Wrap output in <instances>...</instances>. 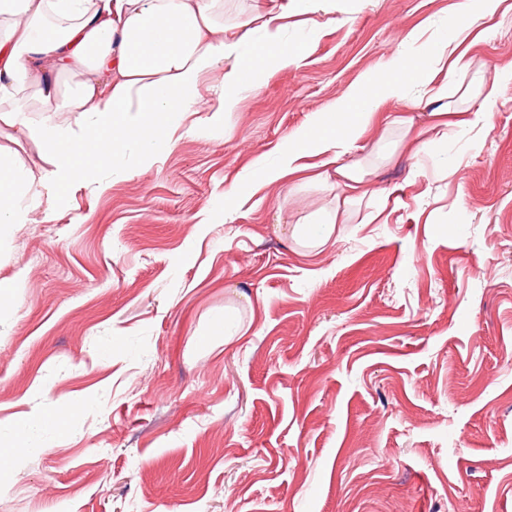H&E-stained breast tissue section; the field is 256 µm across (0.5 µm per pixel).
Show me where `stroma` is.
<instances>
[{"mask_svg": "<svg viewBox=\"0 0 512 512\" xmlns=\"http://www.w3.org/2000/svg\"><path fill=\"white\" fill-rule=\"evenodd\" d=\"M454 2L289 15L298 66L229 114L211 71L159 155L127 145L105 189L73 185L0 241V512H512V85L469 99L489 123L444 158L368 128L376 195L317 249L289 223L336 188L254 172ZM464 46L485 79L511 67L512 12ZM0 149L52 167L3 122Z\"/></svg>", "mask_w": 512, "mask_h": 512, "instance_id": "35a3bbf8", "label": "stroma"}]
</instances>
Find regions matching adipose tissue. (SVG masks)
<instances>
[{
  "label": "adipose tissue",
  "mask_w": 512,
  "mask_h": 512,
  "mask_svg": "<svg viewBox=\"0 0 512 512\" xmlns=\"http://www.w3.org/2000/svg\"><path fill=\"white\" fill-rule=\"evenodd\" d=\"M223 6L224 0H0V122L43 145L53 165L37 176L0 149V236L66 187L101 185L104 165L118 158L122 144L136 141L148 156L161 152L185 113L197 111L208 71L223 68V109L232 112L267 69L301 61L302 46L288 45L272 21L260 25L257 47L230 33L217 19ZM464 33L459 25L427 40L406 33L382 65L383 80L366 92L349 89L307 127L289 133L276 159L256 161L259 185L284 184L314 157L344 202L369 195L367 174L350 157L355 142L377 123L413 127V119L380 111L412 88L421 91L419 103L433 118L447 115L448 86L435 77L471 68ZM62 74L77 77L66 95L56 84ZM27 85L37 86V104L21 98ZM60 112L77 113L75 125L57 123ZM343 218L338 207L310 213L294 223L291 236L321 246Z\"/></svg>",
  "instance_id": "1"
}]
</instances>
